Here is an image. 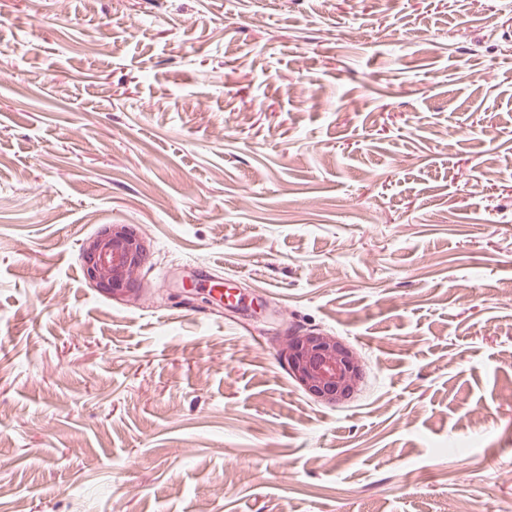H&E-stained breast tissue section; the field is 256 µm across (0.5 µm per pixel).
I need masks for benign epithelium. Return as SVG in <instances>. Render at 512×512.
Here are the masks:
<instances>
[{"label":"benign epithelium","instance_id":"benign-epithelium-1","mask_svg":"<svg viewBox=\"0 0 512 512\" xmlns=\"http://www.w3.org/2000/svg\"><path fill=\"white\" fill-rule=\"evenodd\" d=\"M149 252L150 244L130 224H107L81 245L87 279L120 300L135 295L133 275ZM284 358L298 384L328 404L349 399L361 386L355 353L334 335L298 331L288 338Z\"/></svg>","mask_w":512,"mask_h":512}]
</instances>
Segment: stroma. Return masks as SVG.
<instances>
[{"label":"stroma","mask_w":512,"mask_h":512,"mask_svg":"<svg viewBox=\"0 0 512 512\" xmlns=\"http://www.w3.org/2000/svg\"><path fill=\"white\" fill-rule=\"evenodd\" d=\"M510 286L512 0H0V512H497ZM149 252L150 244L130 224H106L81 245L87 279L99 291L120 300L135 295L133 275ZM284 358L298 384L328 404L349 399L361 386L355 353L334 335L295 332L288 338Z\"/></svg>","instance_id":"stroma-1"}]
</instances>
